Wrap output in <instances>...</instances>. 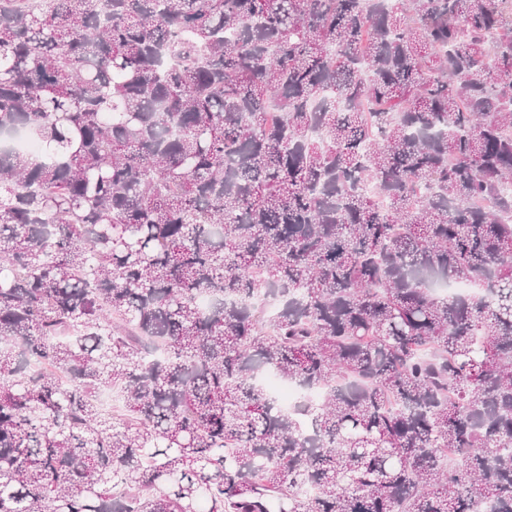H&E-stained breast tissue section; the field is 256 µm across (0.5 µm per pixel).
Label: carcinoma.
<instances>
[{"instance_id": "cac0c4a2", "label": "carcinoma", "mask_w": 512, "mask_h": 512, "mask_svg": "<svg viewBox=\"0 0 512 512\" xmlns=\"http://www.w3.org/2000/svg\"><path fill=\"white\" fill-rule=\"evenodd\" d=\"M1 141L0 512H512L511 8L0 0ZM265 382L279 397L282 404L286 407H292L301 399H309L317 401L319 396L317 393H303L295 386L282 382L277 376L269 373L265 377Z\"/></svg>"}]
</instances>
